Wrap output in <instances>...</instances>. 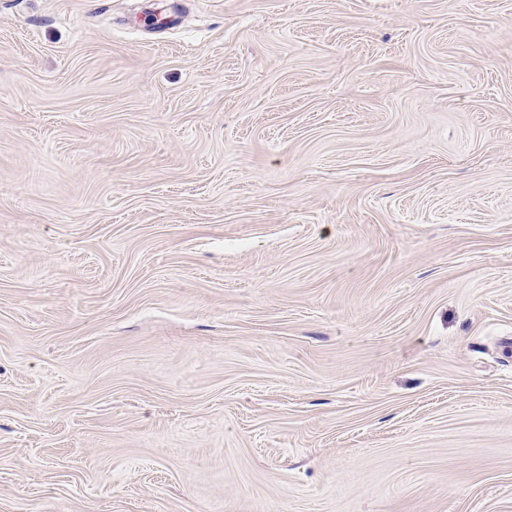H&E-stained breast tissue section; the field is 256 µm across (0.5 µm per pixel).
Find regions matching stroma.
Instances as JSON below:
<instances>
[{"label":"stroma","instance_id":"obj_1","mask_svg":"<svg viewBox=\"0 0 512 512\" xmlns=\"http://www.w3.org/2000/svg\"><path fill=\"white\" fill-rule=\"evenodd\" d=\"M0 512H512V0H0Z\"/></svg>","mask_w":512,"mask_h":512}]
</instances>
